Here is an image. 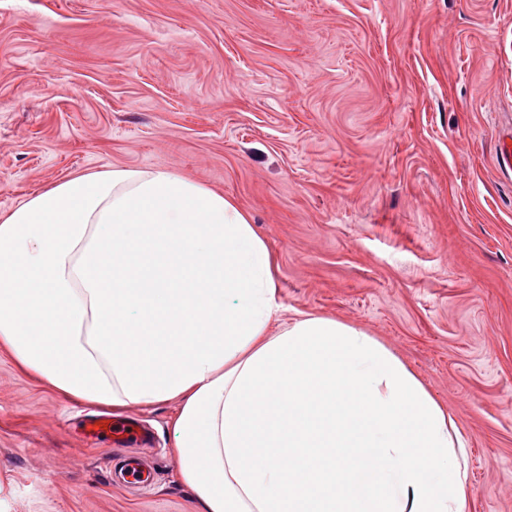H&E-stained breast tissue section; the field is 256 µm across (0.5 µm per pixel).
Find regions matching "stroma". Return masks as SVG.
I'll return each mask as SVG.
<instances>
[{
  "label": "stroma",
  "instance_id": "obj_1",
  "mask_svg": "<svg viewBox=\"0 0 512 512\" xmlns=\"http://www.w3.org/2000/svg\"><path fill=\"white\" fill-rule=\"evenodd\" d=\"M512 0H0V215L68 178L170 169L233 199L280 320L398 357L467 443L465 512H512ZM172 400L125 414L158 478L114 487L95 407L0 349V512H199Z\"/></svg>",
  "mask_w": 512,
  "mask_h": 512
}]
</instances>
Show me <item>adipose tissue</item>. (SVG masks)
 Here are the masks:
<instances>
[{
	"mask_svg": "<svg viewBox=\"0 0 512 512\" xmlns=\"http://www.w3.org/2000/svg\"><path fill=\"white\" fill-rule=\"evenodd\" d=\"M280 312L247 214L169 170L0 215V348L80 404L179 400L202 512H465V443L416 376L362 330Z\"/></svg>",
	"mask_w": 512,
	"mask_h": 512,
	"instance_id": "ef3b65f1",
	"label": "adipose tissue"
}]
</instances>
